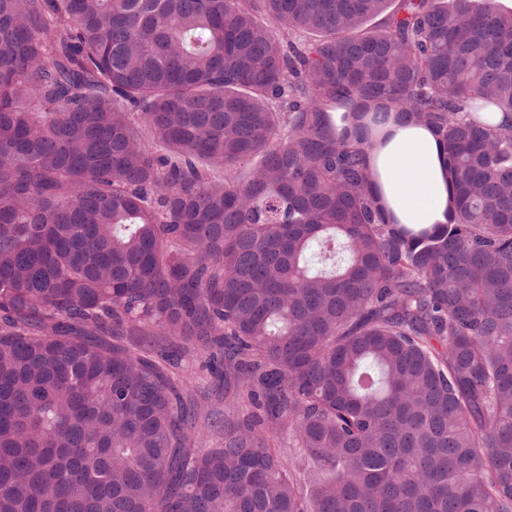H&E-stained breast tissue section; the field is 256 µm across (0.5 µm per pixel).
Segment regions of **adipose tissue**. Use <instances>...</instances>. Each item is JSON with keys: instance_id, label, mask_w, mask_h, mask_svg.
Wrapping results in <instances>:
<instances>
[{"instance_id": "adipose-tissue-1", "label": "adipose tissue", "mask_w": 512, "mask_h": 512, "mask_svg": "<svg viewBox=\"0 0 512 512\" xmlns=\"http://www.w3.org/2000/svg\"><path fill=\"white\" fill-rule=\"evenodd\" d=\"M383 132L385 143L369 153L379 204L400 224L446 223L451 182L443 145L402 120L389 121Z\"/></svg>"}]
</instances>
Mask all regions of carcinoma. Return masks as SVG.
<instances>
[{
	"mask_svg": "<svg viewBox=\"0 0 512 512\" xmlns=\"http://www.w3.org/2000/svg\"><path fill=\"white\" fill-rule=\"evenodd\" d=\"M391 112L448 223L376 201ZM0 512H512V12L0 0ZM208 354L193 352L182 354L180 365L171 368L178 381L190 389H198L203 393H210L209 409H215L224 415V381L216 378L208 367Z\"/></svg>",
	"mask_w": 512,
	"mask_h": 512,
	"instance_id": "1",
	"label": "carcinoma"
}]
</instances>
